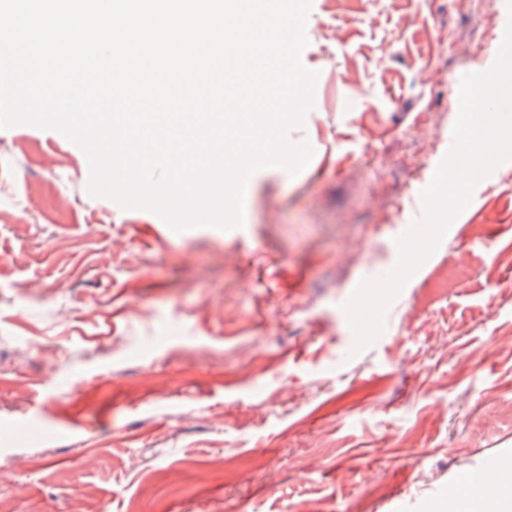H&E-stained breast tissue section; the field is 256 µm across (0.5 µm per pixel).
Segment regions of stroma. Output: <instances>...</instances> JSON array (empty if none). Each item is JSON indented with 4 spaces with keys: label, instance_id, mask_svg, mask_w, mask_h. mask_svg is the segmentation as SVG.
I'll return each mask as SVG.
<instances>
[{
    "label": "stroma",
    "instance_id": "35a3bbf8",
    "mask_svg": "<svg viewBox=\"0 0 512 512\" xmlns=\"http://www.w3.org/2000/svg\"><path fill=\"white\" fill-rule=\"evenodd\" d=\"M496 2L313 0L315 154L237 229L162 233L63 133L0 129V512H433L512 454V160L362 351L342 309L395 268Z\"/></svg>",
    "mask_w": 512,
    "mask_h": 512
}]
</instances>
